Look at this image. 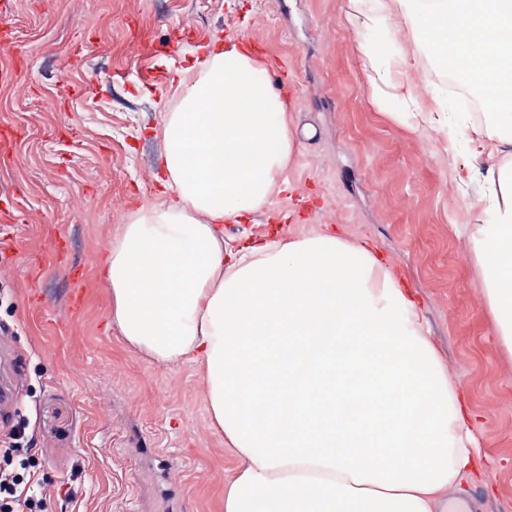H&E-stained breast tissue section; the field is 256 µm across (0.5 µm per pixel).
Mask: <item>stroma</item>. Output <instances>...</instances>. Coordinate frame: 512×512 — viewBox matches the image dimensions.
<instances>
[{"mask_svg":"<svg viewBox=\"0 0 512 512\" xmlns=\"http://www.w3.org/2000/svg\"><path fill=\"white\" fill-rule=\"evenodd\" d=\"M349 0H14L11 49L0 65V328L15 349L32 470L52 512H224L239 461L212 424L203 365L160 364L111 320L102 265L132 213L161 202L163 125L178 104L156 76L194 62L167 56L173 28L204 43L244 35L281 92L294 151L291 189L228 220L239 248L276 229L293 242L338 232L373 242L420 305L449 379L475 414L482 470L451 497L467 512H512V350L497 334L466 224L488 215L480 183L457 190L471 164L473 119L449 112L453 140L413 130L371 96L360 53L368 30L347 21ZM425 110L450 100L418 65L407 37L388 45ZM56 102L55 111L42 107ZM84 299L72 308L74 277Z\"/></svg>","mask_w":512,"mask_h":512,"instance_id":"stroma-1","label":"stroma"}]
</instances>
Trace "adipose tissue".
I'll return each mask as SVG.
<instances>
[{
  "mask_svg": "<svg viewBox=\"0 0 512 512\" xmlns=\"http://www.w3.org/2000/svg\"><path fill=\"white\" fill-rule=\"evenodd\" d=\"M439 68L477 93L469 139L486 169L489 220L470 239L499 334L512 348V0H392ZM374 69L382 105L450 136L443 111L400 96ZM164 123L167 202L134 213L109 249L112 319L168 364L205 365L214 427L241 461L224 512H448L443 492L480 464L461 391L440 368L417 302L372 246L333 234L224 248V220L284 192L293 152L285 104L262 66L211 43L179 75Z\"/></svg>",
  "mask_w": 512,
  "mask_h": 512,
  "instance_id": "1",
  "label": "adipose tissue"
}]
</instances>
